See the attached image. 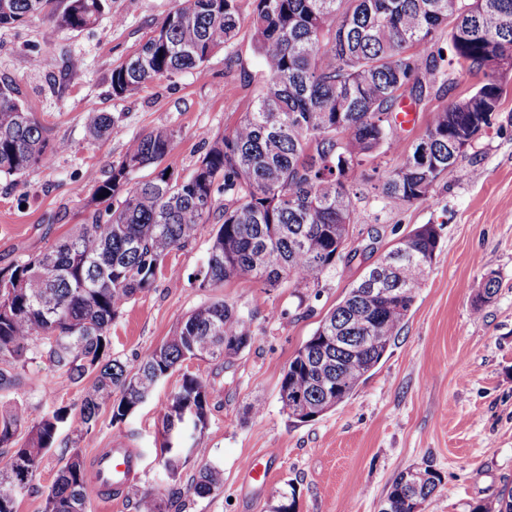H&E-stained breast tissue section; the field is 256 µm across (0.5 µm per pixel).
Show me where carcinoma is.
I'll return each mask as SVG.
<instances>
[{
    "label": "carcinoma",
    "instance_id": "cac0c4a2",
    "mask_svg": "<svg viewBox=\"0 0 512 512\" xmlns=\"http://www.w3.org/2000/svg\"><path fill=\"white\" fill-rule=\"evenodd\" d=\"M250 29L262 64L253 111L213 140L192 173L170 182L166 171L136 179L172 151L174 133L155 128L129 141L123 157L109 165L94 189L93 210L77 231L46 252L0 269V390L17 384L29 353L46 358L72 384L90 375L79 412L58 408L37 418L16 405L0 414V448L11 449L0 463V512H16L59 428L68 423L77 437L89 433L100 409L110 406L119 424L146 401L156 383L185 361L232 356L254 340L253 321L223 300L192 310L171 336L148 353L138 371L108 355L112 322L137 295L149 291L166 269L173 250L186 247L206 224H215L206 265L194 281L208 291L238 280L264 288L285 282L318 287L320 277L349 262L359 250L338 251L339 228L358 223L354 200L369 159L398 149L392 131L404 99L416 106L455 84L458 66L481 76L457 106L433 110L422 138L427 164L392 171L380 185L388 204L432 201L441 177L465 157L469 131L487 130L491 116L470 107L475 101L500 105L512 61V0H461L448 18V0H255ZM0 0V27L48 14L74 31L95 24L108 0ZM241 26L238 0H176V5L125 63L112 69V95L127 97L161 80L203 65L215 51L231 46ZM448 29L451 52L435 48L438 31ZM90 136L112 134V115L86 113ZM64 145L50 143L48 130L28 112L19 88L0 80V176H21L52 164ZM224 196L217 204L216 195ZM404 254L392 248L364 269L336 308L320 323L284 370L279 395L296 390L307 402L331 393L334 410L353 394L399 335L418 288L428 278L439 247L432 224L406 236ZM490 273L476 303L497 292ZM372 336L357 351L327 346L325 336ZM102 352H97V349ZM325 359H302V350ZM221 390L185 372L163 408L158 460L168 478L179 477L185 459L169 453V437L181 436V413L192 427L205 428L212 400ZM28 428L24 443L18 430ZM430 484L412 491L402 471L385 497L389 512H413L442 485L430 466ZM88 482L84 459L69 455L45 495L43 512H86ZM224 484L223 470L203 465L189 491L204 497ZM136 512H163V499L130 485ZM472 512H512V490L489 496Z\"/></svg>",
    "mask_w": 512,
    "mask_h": 512
}]
</instances>
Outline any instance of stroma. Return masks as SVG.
Listing matches in <instances>:
<instances>
[{
    "label": "stroma",
    "instance_id": "obj_1",
    "mask_svg": "<svg viewBox=\"0 0 512 512\" xmlns=\"http://www.w3.org/2000/svg\"><path fill=\"white\" fill-rule=\"evenodd\" d=\"M175 4L109 0L97 23L80 31L59 28L42 15L0 28V78L19 85L51 142L67 146L51 166L17 179L0 177V269L74 233L89 213L95 186L134 136L156 127L173 130L165 164L186 176L211 139L252 111L261 71L249 26L254 0H239L242 25L230 48L217 50L192 72L113 97V68L141 47ZM74 57L81 58L80 68H69ZM440 104L431 99L399 127V151L373 162L380 174L404 164ZM94 108L111 113L110 137L90 138L84 114ZM357 206L354 234L363 239L378 233L379 251L423 224L435 226L440 245L395 342L344 404L313 421L293 423L282 410L279 383L295 352L376 261V253L360 263L338 264L303 300L291 283L265 289L237 281L208 292L193 281L207 262V225L195 241L170 254L176 275L158 277L150 291L125 305L112 324L110 355L135 371L191 310L215 299L252 316L254 343L221 361L184 362L121 424L113 423L105 407L82 440L62 427L33 490L18 497L16 512H43L45 495L71 449L90 463L119 437L143 453L135 483L160 491L166 512H270L290 483L297 512H378L397 475L425 464L443 485L423 512H470L483 498L512 489V95L441 181L432 202L390 207L368 190ZM490 273L499 280L498 290L490 302L477 304L478 286ZM186 372L202 375L222 395L210 406L200 448L172 481L157 452L163 408ZM83 395V385L69 383L31 354L18 385L0 391V405L23 401L41 414L61 406L76 411ZM253 403L262 404L261 414L248 413ZM253 455L269 460L266 483L252 485L242 476L244 461ZM207 463L223 469V487L204 497L189 493Z\"/></svg>",
    "mask_w": 512,
    "mask_h": 512
}]
</instances>
